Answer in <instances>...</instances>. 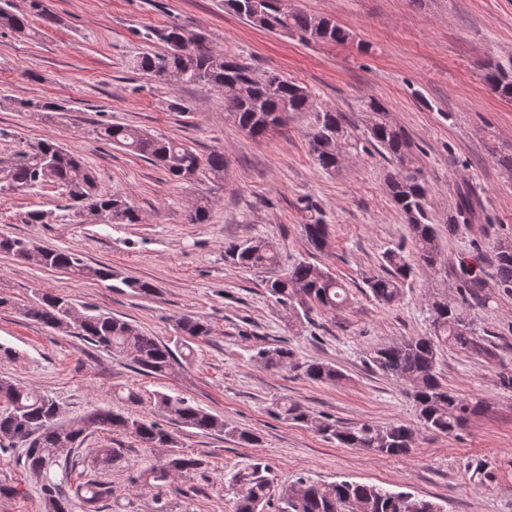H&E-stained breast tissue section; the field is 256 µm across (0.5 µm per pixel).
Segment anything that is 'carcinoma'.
<instances>
[{
  "instance_id": "cac0c4a2",
  "label": "carcinoma",
  "mask_w": 512,
  "mask_h": 512,
  "mask_svg": "<svg viewBox=\"0 0 512 512\" xmlns=\"http://www.w3.org/2000/svg\"><path fill=\"white\" fill-rule=\"evenodd\" d=\"M224 4L255 26L297 33L306 41L341 44L350 37L333 19L290 8L288 0H224ZM29 8V13L23 14L1 5L0 29L25 34L31 27L29 16L50 19L43 0H30ZM146 38L163 44L165 49L142 53L132 62L135 70L154 76L158 70L165 69L176 84L214 87L224 98V118L232 120L251 137H263L279 129L290 114L312 112L314 123L307 134L308 144L321 170L334 174L346 160L371 148L377 151L388 163L385 189L412 235L414 261L428 269L437 266L438 228L429 211V189L418 147L383 103L373 97L360 100L358 111L367 119L368 137L363 142L349 131L343 114L336 108L314 105L305 85L278 72H270L266 78L257 76L251 66L237 57L207 45L202 34H191L180 24H170L151 30ZM176 41L186 42L189 48L179 55L171 54L170 44ZM482 68L494 92L512 102V71L491 60L484 62ZM21 107L46 114L62 111L61 105L51 101L25 100ZM93 133L102 143L146 159L175 182L224 179V153L218 149L202 156L188 144L154 137L142 128L119 123H98ZM0 168L5 179L0 185L1 192L56 185L74 206L84 203L102 212L107 224L140 222V215L128 197L100 189L80 158L55 143L22 144ZM452 192L454 205L446 218L448 231L463 224L482 223L480 197L464 183L454 185ZM209 216V200L202 197L187 210L185 220L189 224H205ZM302 232L314 250L327 248L328 225L316 220L302 225ZM21 251L29 252L28 260L42 267L68 268L77 279L117 278L112 268L93 267L76 250L44 247L25 237H0V252L15 256ZM382 261L384 274L367 280V288L378 303L390 306L400 300L402 284L413 273V264L395 249L386 250ZM276 262V253L264 239L250 238L224 245V263L236 269H267ZM462 266L464 283L457 302L452 303L439 294L428 298L429 334L410 336L378 348L370 355V362L379 372L395 376L410 386V396L418 410L419 429L398 421L382 426L370 422L340 426L285 401L273 404L272 413L300 422L343 447L359 448L378 456L409 453L419 430L434 435L458 434L471 417L482 412L483 404L442 385L437 372L439 351L450 346L485 360L498 357L495 346L477 334L470 313L471 308L485 302L479 282L481 270L466 262ZM496 278L503 291L512 292L511 242L496 245ZM121 284L136 295L150 297L156 293L154 285L147 281L123 278ZM266 288L274 302L296 318L308 316L315 307L334 309L348 300V291L332 273L307 261H300L285 275L266 281ZM72 307L71 299L65 296L43 293L25 309L24 315L44 327L72 333L118 354L147 375L162 376L170 370L175 353L168 345L139 332L125 320L93 308L75 318ZM175 326L184 342L202 341L211 333L206 321L188 313L177 317ZM251 359L267 369H299L313 382L333 383L342 378L341 371L332 364L316 360L294 362L293 351L286 345L262 344L254 349ZM161 417L205 433L220 432L246 447L257 442L251 431L229 427L223 419L181 397L165 393L154 396L153 410L147 416H125L96 406L81 416L68 418L49 395L22 383L0 379V449L11 448L15 443L22 448L24 468L40 479L46 512H99L100 503L112 497V485L94 472H75V460L69 455L72 444H82L87 435L98 429L119 432L147 449L158 446L166 449L164 456L132 473L129 483L157 489L154 512H173L164 495L176 479L202 472L205 463L178 448L174 434L159 422ZM229 484L236 488L232 512H268L274 503L276 512H440V507L430 500L349 480L317 483L301 476L288 490L279 493L268 476V469L260 462L246 472L232 475ZM174 492L187 495V491L179 488Z\"/></svg>"
}]
</instances>
